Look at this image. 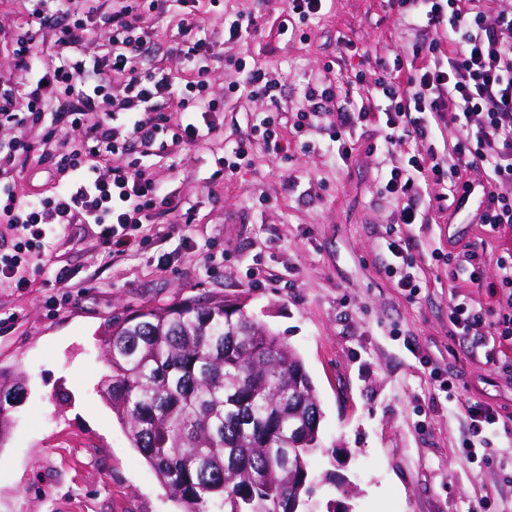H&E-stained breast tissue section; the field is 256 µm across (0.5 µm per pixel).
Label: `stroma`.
Masks as SVG:
<instances>
[{"label": "stroma", "mask_w": 512, "mask_h": 512, "mask_svg": "<svg viewBox=\"0 0 512 512\" xmlns=\"http://www.w3.org/2000/svg\"><path fill=\"white\" fill-rule=\"evenodd\" d=\"M200 5L215 53L208 95L219 110L205 143L146 158L170 199L156 233L115 263L97 226L68 224L52 239V259L74 270L70 287H53L34 256L31 287L0 285V371L27 378L0 441V512H180L99 396L108 372L102 332L112 318L211 295L244 302L312 379L321 418L320 448L308 458L315 486L308 512H475L485 497L494 512H512V347L494 336L457 335L448 320L454 300L491 319L512 312L497 289V261L512 249V231L472 224L449 237V223L465 219L454 211L456 195L421 183L424 221L411 228L421 288L407 297L383 272L399 203L380 181L402 158L380 149L384 121L357 127L346 163L327 147L332 114H322L305 140L293 136L295 113L311 109L304 84L358 101L380 63L411 62L412 46L430 42L431 32L409 24L390 0H332L323 16L287 35L279 32L284 0ZM238 10L258 25L225 42L224 15ZM147 21L144 66L181 75L171 8ZM24 35L53 59L55 35L32 21L27 0H0V81L15 77L11 43ZM239 58L279 76L276 101L225 98ZM249 110L279 113L288 149L276 155L257 144L251 165L215 178L225 145L247 136ZM306 140L314 151H304ZM188 210L194 222L181 223ZM439 251L476 254L482 279L455 277ZM251 268L267 285H252ZM446 378L447 391L439 385ZM473 404L499 417L494 441L505 453L487 466L459 451Z\"/></svg>", "instance_id": "35a3bbf8"}]
</instances>
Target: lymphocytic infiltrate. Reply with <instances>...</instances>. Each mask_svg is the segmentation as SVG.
<instances>
[{
  "instance_id": "f902f5d3",
  "label": "lymphocytic infiltrate",
  "mask_w": 512,
  "mask_h": 512,
  "mask_svg": "<svg viewBox=\"0 0 512 512\" xmlns=\"http://www.w3.org/2000/svg\"><path fill=\"white\" fill-rule=\"evenodd\" d=\"M70 0H28L36 23L56 35L60 52L52 65H43L30 39L17 40L12 49L17 77L0 82V128L15 129L0 170L23 165L39 152L47 169L64 181L48 195L29 197L15 182L0 181V216L9 229L29 232L38 248H46V227L81 222L99 228L108 256H125L144 225L153 223L169 203L167 193L139 159H127L128 144L141 156L169 153L182 145H196L212 131L210 114L215 106L193 92L209 84L211 42L199 16V0H176L180 38L173 51L183 58L190 73L177 81L170 72L143 71L141 62L150 35L146 14L154 0H121L119 6L100 11L99 0H86L83 13H72ZM415 25L432 32L429 43L414 46L413 56L426 64L398 81L383 72L369 94L379 101L385 117V145L403 146L414 140L399 165L385 174L380 188L396 199L397 221L405 230L386 242L385 272L408 293H417L420 275L411 257L415 247L408 227L422 223L415 197L421 182L457 186L462 171L478 172L490 189L482 224L492 230L512 229V11L489 15L483 0H396ZM108 29L112 47L102 58L87 55L85 47L95 28ZM238 80L228 83L229 95L240 99H275L281 83L275 73L238 62ZM123 93L110 111L101 104L114 80ZM305 99L321 109L335 111L329 139L336 154L349 161L352 130L373 116L370 104L347 111L332 87L306 84ZM252 136L240 139L224 153L223 173L249 165L255 140L272 151H282L278 122L266 112L247 115ZM123 122L126 142L115 137V122ZM456 126V158L445 162L431 141L442 122ZM44 128L43 142L67 130L81 134L79 145L56 153L37 151L30 138L33 128ZM468 435L460 450L469 459L489 461L494 455L487 435L498 422L494 410L484 405L468 409Z\"/></svg>"
}]
</instances>
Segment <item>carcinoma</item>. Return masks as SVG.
<instances>
[{"label":"carcinoma","instance_id":"cac0c4a2","mask_svg":"<svg viewBox=\"0 0 512 512\" xmlns=\"http://www.w3.org/2000/svg\"><path fill=\"white\" fill-rule=\"evenodd\" d=\"M98 392L183 512H291L312 493L320 409L302 359L245 305L114 319Z\"/></svg>","mask_w":512,"mask_h":512}]
</instances>
